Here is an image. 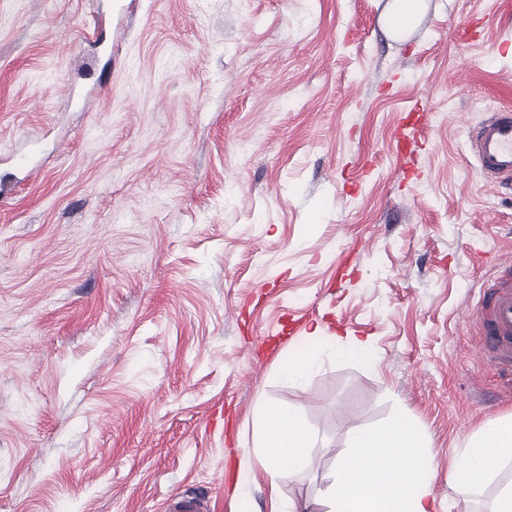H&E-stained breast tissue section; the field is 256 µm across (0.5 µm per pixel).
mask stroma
Returning a JSON list of instances; mask_svg holds the SVG:
<instances>
[{
	"label": "stroma",
	"instance_id": "stroma-1",
	"mask_svg": "<svg viewBox=\"0 0 512 512\" xmlns=\"http://www.w3.org/2000/svg\"><path fill=\"white\" fill-rule=\"evenodd\" d=\"M391 2L0 0V512H325L350 431L399 416L434 512L512 480L448 486L512 417L479 333L512 189L465 147L512 106V0L397 32ZM268 404L315 435L275 492Z\"/></svg>",
	"mask_w": 512,
	"mask_h": 512
}]
</instances>
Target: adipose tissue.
I'll list each match as a JSON object with an SVG mask.
<instances>
[{"label": "adipose tissue", "instance_id": "1", "mask_svg": "<svg viewBox=\"0 0 512 512\" xmlns=\"http://www.w3.org/2000/svg\"><path fill=\"white\" fill-rule=\"evenodd\" d=\"M264 420L258 448L275 488L310 468L314 436L290 407L269 406ZM503 456L512 457V421L468 442L453 468L451 488L481 492ZM435 469L426 433L414 423L398 419L380 428H354L325 489L327 512H430Z\"/></svg>", "mask_w": 512, "mask_h": 512}]
</instances>
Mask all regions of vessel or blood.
Listing matches in <instances>:
<instances>
[{
    "instance_id": "1",
    "label": "vessel or blood",
    "mask_w": 512,
    "mask_h": 512,
    "mask_svg": "<svg viewBox=\"0 0 512 512\" xmlns=\"http://www.w3.org/2000/svg\"><path fill=\"white\" fill-rule=\"evenodd\" d=\"M468 142L478 173L492 183L512 186V107L499 108L474 125ZM490 302L482 349L490 361L512 363V286H495Z\"/></svg>"
}]
</instances>
